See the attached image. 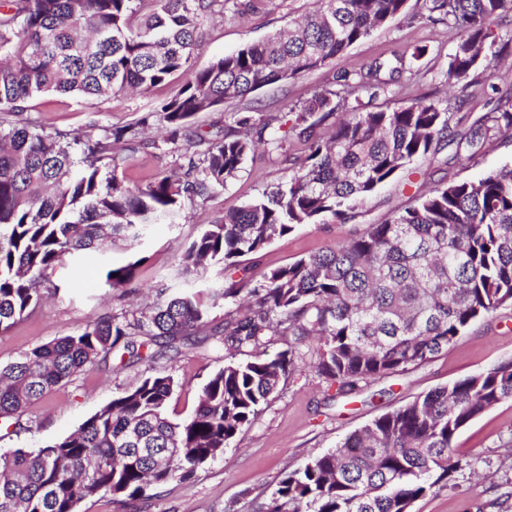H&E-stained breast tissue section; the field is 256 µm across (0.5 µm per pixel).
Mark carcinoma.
Listing matches in <instances>:
<instances>
[{
    "mask_svg": "<svg viewBox=\"0 0 512 512\" xmlns=\"http://www.w3.org/2000/svg\"><path fill=\"white\" fill-rule=\"evenodd\" d=\"M217 2L0 0L1 115L25 111L41 93L92 105L126 90L145 95L190 73L177 96L95 139L0 120V333L37 305L43 285L68 260L100 261L114 291L132 285L140 261L113 264L115 241L136 248L148 226L172 223L185 202L224 188L257 145L284 153L291 170L288 180L208 225L180 255L183 271L200 280L209 265L224 263L219 287L99 318L0 366V419L17 435L27 430L21 417L29 405L110 355H120L123 367L147 364L139 384L73 432L36 451L0 455V512H77L101 492L133 505L148 486L189 481L214 462L305 358L344 396L430 359L473 323L512 307V165L475 180L440 179L385 223L252 281L239 258L300 224L346 217L434 147L447 143L450 160H470L477 145L512 131V104L456 134L441 100L371 108L389 93L377 65L340 70L337 88L290 109L286 131L276 116L243 115L238 130L208 138L190 126L197 113L341 60L403 15L407 0H315L300 24L195 69L202 21ZM511 16L512 0H425L421 22L466 33L448 54L449 86L464 91L492 77L500 55L495 27ZM339 111L333 136L318 139L316 127ZM155 113L170 141L195 139L205 149L183 171L131 186L112 145L135 142ZM290 138L308 144L303 160L287 153ZM222 304L246 312L200 336ZM284 336L288 349L275 358L258 354L214 372L189 419L168 418L176 382L158 360L210 339L238 351ZM505 401H512V360L374 419L282 477L260 512H411L418 498L471 467L454 456L455 437Z\"/></svg>",
    "mask_w": 512,
    "mask_h": 512,
    "instance_id": "obj_1",
    "label": "carcinoma"
}]
</instances>
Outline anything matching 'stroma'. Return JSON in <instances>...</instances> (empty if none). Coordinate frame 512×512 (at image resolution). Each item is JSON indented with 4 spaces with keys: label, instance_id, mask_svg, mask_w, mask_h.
<instances>
[{
    "label": "stroma",
    "instance_id": "obj_1",
    "mask_svg": "<svg viewBox=\"0 0 512 512\" xmlns=\"http://www.w3.org/2000/svg\"><path fill=\"white\" fill-rule=\"evenodd\" d=\"M423 4L424 0H408L404 16L372 31L353 45L340 63L323 66L280 86L262 88L245 101L225 103L222 111L198 113L194 127L212 136L223 133L234 128L239 112L246 107L289 120L293 105L307 100L315 91L335 87L336 74L342 67L364 71L380 66V76L390 81L391 92L373 100L376 109L424 97L443 101L455 98L444 73L448 55L461 34L443 24L417 22L415 16L422 13ZM313 7L314 0H224L223 11L203 22L204 37L193 65L204 68L225 54L262 40ZM415 45L426 47V55L415 62L414 72H397L399 57L410 55ZM183 82V77L176 75L149 94L121 92L95 106L74 97L43 93L29 100L21 119L38 130H75L97 137L102 128L133 123L152 107L173 98ZM465 96L464 107L455 110L451 121L452 128L460 131L490 112L498 100L512 99V53L501 59L497 77L471 86ZM143 136L149 140V147L134 150L120 144L115 148L119 174L137 185L178 170L188 146L182 139L174 144L167 142L166 124L159 117ZM506 163H512V136L504 135L487 144L469 165L442 166L439 176L448 182L472 180ZM288 175L284 156L259 149L223 190L204 200L186 202L179 223L150 226L137 251L115 245L113 262H140L136 285L126 291L105 288L101 270L93 266L72 265L64 273L54 274V289L47 298L8 332L0 333V365L55 338L76 333L90 321L119 316L153 302L159 287H167L172 294L195 287L194 278L179 271L178 258L184 246L217 217L259 198L269 187L287 180ZM431 186L427 160H416L346 219L328 218L317 224L299 225L293 232L276 237L260 253L242 257L241 263L250 268L254 279H261L270 269L352 238L366 225L385 223ZM250 357L247 349L230 354L207 344L183 351L167 365L178 384L167 405L169 417L176 422L189 418L208 378L225 363ZM508 359H512L510 307L476 322L428 361L374 379L345 399L337 398L335 385L310 365L299 366L281 382L254 423L193 480L173 481L148 490L146 499L133 506L100 493L82 501L78 512H255L285 474L303 467L375 418ZM144 371L141 364L118 368L112 358L107 365L73 377L26 410V431L10 435L0 427V453L38 448L68 435L121 391L135 386ZM454 445L456 457L471 462V469L454 474L447 488L419 498L412 512H512V401L481 414L458 433Z\"/></svg>",
    "mask_w": 512,
    "mask_h": 512
}]
</instances>
